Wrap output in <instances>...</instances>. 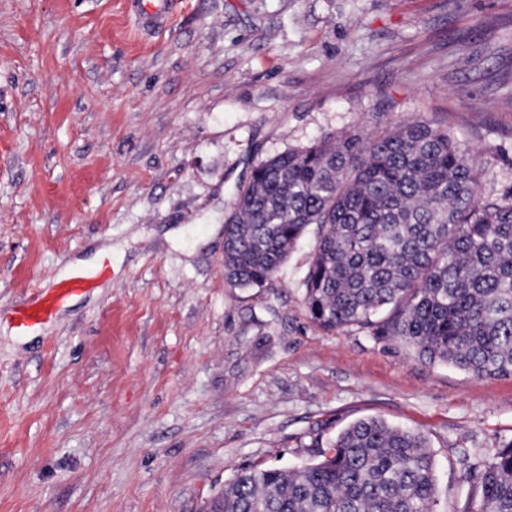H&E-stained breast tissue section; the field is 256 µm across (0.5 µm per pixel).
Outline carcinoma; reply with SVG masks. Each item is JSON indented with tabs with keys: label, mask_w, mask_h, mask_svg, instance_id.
<instances>
[{
	"label": "carcinoma",
	"mask_w": 512,
	"mask_h": 512,
	"mask_svg": "<svg viewBox=\"0 0 512 512\" xmlns=\"http://www.w3.org/2000/svg\"><path fill=\"white\" fill-rule=\"evenodd\" d=\"M310 320L401 343L418 359L512 376V192L484 198L474 156L414 120L346 132L256 166L224 219V275L266 287L310 226ZM473 512H512V441L467 466ZM436 464L421 434L378 418L338 433L299 469L242 468L224 512H437Z\"/></svg>",
	"instance_id": "obj_1"
}]
</instances>
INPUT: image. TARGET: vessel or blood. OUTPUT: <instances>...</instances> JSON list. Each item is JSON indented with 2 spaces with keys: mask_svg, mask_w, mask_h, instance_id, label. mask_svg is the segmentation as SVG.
<instances>
[{
  "mask_svg": "<svg viewBox=\"0 0 512 512\" xmlns=\"http://www.w3.org/2000/svg\"><path fill=\"white\" fill-rule=\"evenodd\" d=\"M132 5L144 27L160 28L170 20L169 0H132ZM110 271L105 259L95 268L74 269L67 277L35 289L26 302L11 310V322L22 332L39 329L54 320L73 296L97 288Z\"/></svg>",
  "mask_w": 512,
  "mask_h": 512,
  "instance_id": "1",
  "label": "vessel or blood"
}]
</instances>
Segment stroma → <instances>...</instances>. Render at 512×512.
I'll use <instances>...</instances> for the list:
<instances>
[{
    "label": "stroma",
    "mask_w": 512,
    "mask_h": 512,
    "mask_svg": "<svg viewBox=\"0 0 512 512\" xmlns=\"http://www.w3.org/2000/svg\"><path fill=\"white\" fill-rule=\"evenodd\" d=\"M411 120L512 187V0H0V309L80 262L56 320L0 318V512H202L241 467L350 423L424 434L442 512L512 440V377L424 364L309 319L306 236L267 287L224 279V218L289 149ZM132 5L144 27L160 28L170 20L169 0H132Z\"/></svg>",
    "instance_id": "1"
}]
</instances>
